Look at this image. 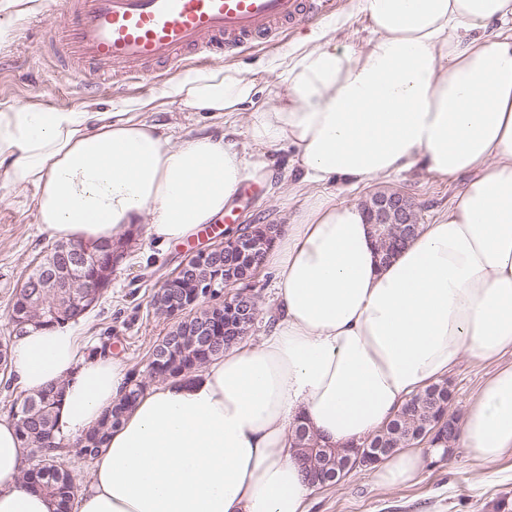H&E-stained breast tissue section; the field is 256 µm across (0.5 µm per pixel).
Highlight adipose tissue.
<instances>
[{
    "instance_id": "obj_1",
    "label": "adipose tissue",
    "mask_w": 512,
    "mask_h": 512,
    "mask_svg": "<svg viewBox=\"0 0 512 512\" xmlns=\"http://www.w3.org/2000/svg\"><path fill=\"white\" fill-rule=\"evenodd\" d=\"M371 38L303 37L259 79L193 69L163 91L180 111L221 123L246 114V142L110 109H0V174L35 190L60 244L120 239L134 224L166 245L223 215L242 183L289 180L301 204L265 257L279 307L255 343L225 348L199 377L146 390L94 457L74 512H305L315 491L295 458L306 424L346 448L393 418L463 358L497 367L458 423L454 447L484 466L512 454V0H359ZM292 155L275 172L269 149ZM421 170L466 175L456 200L382 261L351 187ZM28 393L64 383L58 435L95 427L129 386L127 364L88 354L74 325L29 326L10 348ZM28 454L0 417V512H56L21 487ZM431 456L407 447L376 464L398 489Z\"/></svg>"
}]
</instances>
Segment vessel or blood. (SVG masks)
<instances>
[{
	"mask_svg": "<svg viewBox=\"0 0 512 512\" xmlns=\"http://www.w3.org/2000/svg\"><path fill=\"white\" fill-rule=\"evenodd\" d=\"M336 0H60L43 43L84 84L160 78L189 61L279 43L326 18Z\"/></svg>",
	"mask_w": 512,
	"mask_h": 512,
	"instance_id": "obj_1",
	"label": "vessel or blood"
}]
</instances>
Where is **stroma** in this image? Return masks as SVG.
I'll list each match as a JSON object with an SVG mask.
<instances>
[{
    "label": "stroma",
    "mask_w": 512,
    "mask_h": 512,
    "mask_svg": "<svg viewBox=\"0 0 512 512\" xmlns=\"http://www.w3.org/2000/svg\"><path fill=\"white\" fill-rule=\"evenodd\" d=\"M56 0H13L0 21L12 32L9 45L0 47V108L31 103L43 109L80 110L92 104L104 110L120 99L151 101L145 119L181 133L185 129L214 131L203 114L179 111L175 102L160 98L161 84L135 80L120 91L104 87L83 90L77 78L58 75L40 42L41 29L54 21ZM330 36L339 45H360L370 37L366 15L356 0H339ZM463 177H436L414 171L395 179H378L355 189L341 181L328 184L326 193L344 203H365L380 190L399 191L416 203L422 223L430 224L459 194ZM34 192L18 191L0 177V341L12 339L11 306L38 259L52 242L41 232L34 206ZM298 203L288 196L287 185L255 188L250 203L241 209L245 224H287ZM187 244L156 246L143 230H136L112 277L110 288L78 323L91 348L111 342L113 356L126 361L130 370L144 374L153 346L165 335L169 321L155 313L151 299L164 275L175 270L189 254ZM489 364L464 358L449 374L453 392L448 413L462 418L472 396L492 372ZM309 512H512V456L493 468L472 459L465 449L454 457L425 467L411 485L386 490L379 487L371 470H351L339 483L319 488L310 498Z\"/></svg>",
    "instance_id": "35a3bbf8"
}]
</instances>
